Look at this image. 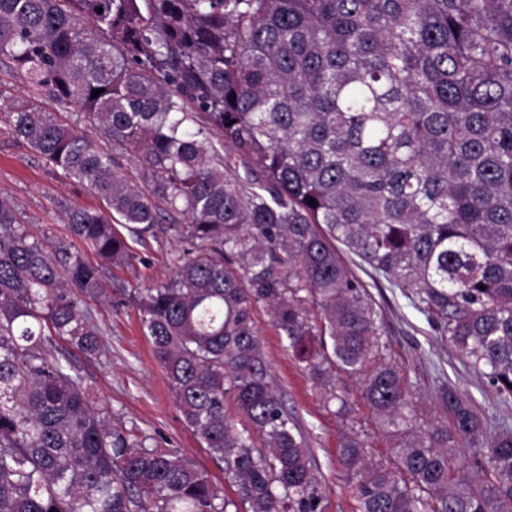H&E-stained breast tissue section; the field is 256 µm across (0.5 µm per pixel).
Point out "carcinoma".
Masks as SVG:
<instances>
[{
  "instance_id": "cac0c4a2",
  "label": "carcinoma",
  "mask_w": 512,
  "mask_h": 512,
  "mask_svg": "<svg viewBox=\"0 0 512 512\" xmlns=\"http://www.w3.org/2000/svg\"><path fill=\"white\" fill-rule=\"evenodd\" d=\"M0 57L31 97L87 123L0 91L12 135L104 203L67 209L71 238L112 264L128 256L120 225L144 239L172 222L191 244L169 281L119 295L238 496L112 422L44 348L58 336L98 352L85 299L102 292L99 268L69 241L29 240L0 200V512H321L305 435L269 380L260 305L316 381L359 380L389 441L391 468L359 434L340 440L358 512H512V428L487 431L446 380L443 418L422 423L337 253L410 290L512 399V0H0ZM224 146L246 178L224 174ZM477 440L481 478L452 465Z\"/></svg>"
}]
</instances>
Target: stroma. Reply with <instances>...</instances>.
<instances>
[{"mask_svg":"<svg viewBox=\"0 0 512 512\" xmlns=\"http://www.w3.org/2000/svg\"><path fill=\"white\" fill-rule=\"evenodd\" d=\"M1 199L13 205L22 227L31 236L53 241L68 237L64 207L102 204L92 190L51 170L32 148L12 136L6 120L0 117ZM128 243L124 261L106 263L100 269L104 295L86 302L101 333L100 352L90 356L57 338L50 348L73 361L94 406L134 430L147 447L167 449L206 471L226 496H234L235 487L225 475L223 464L210 456L184 423L165 371L141 332L136 308L130 304L110 305L106 296L118 285L149 288L168 280L171 261L182 253L186 243L166 226L141 241L129 238ZM344 261L366 285L383 317L382 340L389 359L408 376L423 422H430L437 414L433 396L439 378L444 377L472 398L479 416L489 424L505 421L512 425V404L498 403L487 381L472 375L460 354L434 335L423 315L412 307L409 290L391 287L356 256L345 255ZM254 318L270 378L285 406L298 418L312 450L323 512H357V478L339 463L341 435L349 430L361 433L371 444L372 462L384 464L390 460L389 449L361 399L358 383L340 371L333 388L321 386L292 356L287 339L272 326L267 309L258 308ZM333 389L347 396V414H338L337 402L328 401Z\"/></svg>","mask_w":512,"mask_h":512,"instance_id":"obj_1","label":"stroma"}]
</instances>
